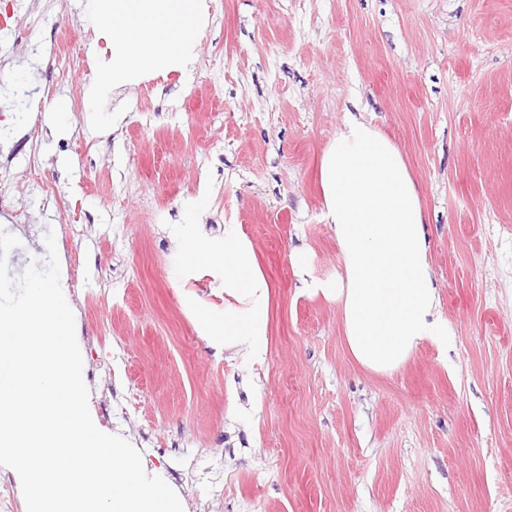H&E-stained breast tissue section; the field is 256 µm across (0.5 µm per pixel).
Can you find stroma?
Instances as JSON below:
<instances>
[{"label": "stroma", "instance_id": "stroma-1", "mask_svg": "<svg viewBox=\"0 0 512 512\" xmlns=\"http://www.w3.org/2000/svg\"><path fill=\"white\" fill-rule=\"evenodd\" d=\"M180 76L69 85L26 45L0 65L38 113L41 183L15 160L35 226L11 276L45 266L47 232L79 224L66 300L95 425L138 443L148 474L206 512H512V0H215ZM192 93L186 112L177 101ZM61 104L58 112L45 101ZM360 106L404 153L427 214L450 326L389 375L363 370L335 304L301 294L292 248L339 271L322 220V152ZM206 198L198 209V198ZM213 249L194 263L172 225ZM250 239L270 287L257 360L200 329L224 318V230Z\"/></svg>", "mask_w": 512, "mask_h": 512}]
</instances>
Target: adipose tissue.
Wrapping results in <instances>:
<instances>
[{
	"label": "adipose tissue",
	"instance_id": "ef3b65f1",
	"mask_svg": "<svg viewBox=\"0 0 512 512\" xmlns=\"http://www.w3.org/2000/svg\"><path fill=\"white\" fill-rule=\"evenodd\" d=\"M110 44L104 79L126 83L146 68H186L198 30L201 0H94ZM322 219L340 272L318 278L300 250L291 260L308 296L335 303L352 358L365 370L390 374L419 344L448 348L420 192L398 146L363 113L346 112L322 153ZM225 350L262 357L267 350L270 285L251 241L224 237Z\"/></svg>",
	"mask_w": 512,
	"mask_h": 512
}]
</instances>
